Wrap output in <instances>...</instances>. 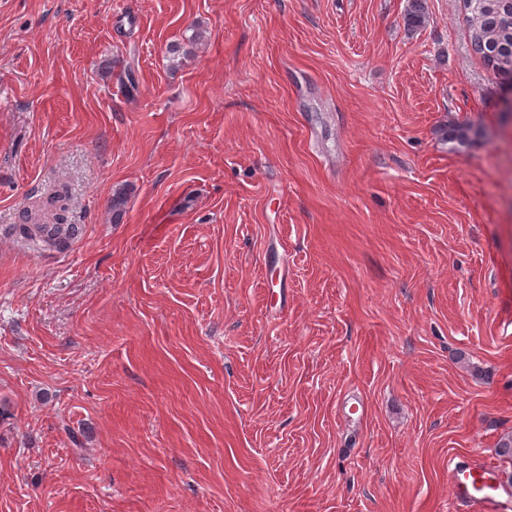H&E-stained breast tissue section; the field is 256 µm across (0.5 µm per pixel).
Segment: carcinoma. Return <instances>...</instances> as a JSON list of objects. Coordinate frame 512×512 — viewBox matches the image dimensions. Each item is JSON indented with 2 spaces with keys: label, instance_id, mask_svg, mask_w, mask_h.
Masks as SVG:
<instances>
[{
  "label": "carcinoma",
  "instance_id": "carcinoma-1",
  "mask_svg": "<svg viewBox=\"0 0 512 512\" xmlns=\"http://www.w3.org/2000/svg\"><path fill=\"white\" fill-rule=\"evenodd\" d=\"M468 39L472 51L480 57L493 77L512 73V0H472L468 11ZM430 20L427 0H408L403 22L410 32L424 29ZM479 135V130L467 123L449 124L441 130V138L459 150L467 147ZM19 234L50 246H59L75 235V227L64 223L63 215L56 223L19 224L13 227Z\"/></svg>",
  "mask_w": 512,
  "mask_h": 512
}]
</instances>
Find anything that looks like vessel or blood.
Returning a JSON list of instances; mask_svg holds the SVG:
<instances>
[{"label":"vessel or blood","mask_w":512,"mask_h":512,"mask_svg":"<svg viewBox=\"0 0 512 512\" xmlns=\"http://www.w3.org/2000/svg\"><path fill=\"white\" fill-rule=\"evenodd\" d=\"M448 481L453 507H474L478 512H512V485L498 468L474 456L448 459Z\"/></svg>","instance_id":"1"}]
</instances>
